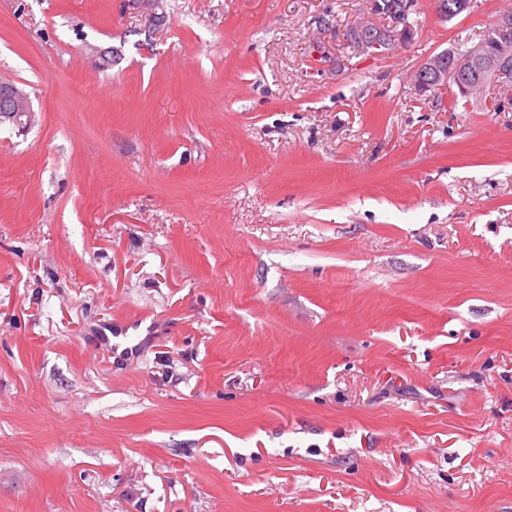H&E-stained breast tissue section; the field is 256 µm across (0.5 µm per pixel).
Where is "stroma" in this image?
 <instances>
[{"label":"stroma","mask_w":512,"mask_h":512,"mask_svg":"<svg viewBox=\"0 0 512 512\" xmlns=\"http://www.w3.org/2000/svg\"><path fill=\"white\" fill-rule=\"evenodd\" d=\"M419 4L0 0V512H512V84L412 79L512 0ZM415 3V0H404L401 9L392 12V22L385 25L386 29L377 25L373 18L354 24L353 29L356 35H353L351 27L344 34L347 37L353 36V47L350 49L356 53L380 56L388 52V44L394 46L397 42H409L414 33L409 20L411 15L416 12ZM27 95L11 83L0 82V123L18 122L21 116L31 117Z\"/></svg>","instance_id":"stroma-1"}]
</instances>
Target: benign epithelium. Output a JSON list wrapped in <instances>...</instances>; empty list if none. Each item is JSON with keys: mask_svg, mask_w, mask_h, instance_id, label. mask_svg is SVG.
<instances>
[{"mask_svg": "<svg viewBox=\"0 0 512 512\" xmlns=\"http://www.w3.org/2000/svg\"><path fill=\"white\" fill-rule=\"evenodd\" d=\"M416 12L415 0H403L401 9L392 12V22L381 27L370 19L353 25V43H344L358 53L383 55L388 45L407 43L413 37L411 15ZM498 51L489 55L485 44L478 43L454 59L441 52L423 62L415 71V84L419 91L427 92L438 84L448 85L453 81L461 92L468 94L476 87V79L482 73H492L494 78L512 74V20L497 19L492 27ZM22 116H31L27 95L11 83L0 82V123L9 120L16 122Z\"/></svg>", "mask_w": 512, "mask_h": 512, "instance_id": "benign-epithelium-1", "label": "benign epithelium"}]
</instances>
